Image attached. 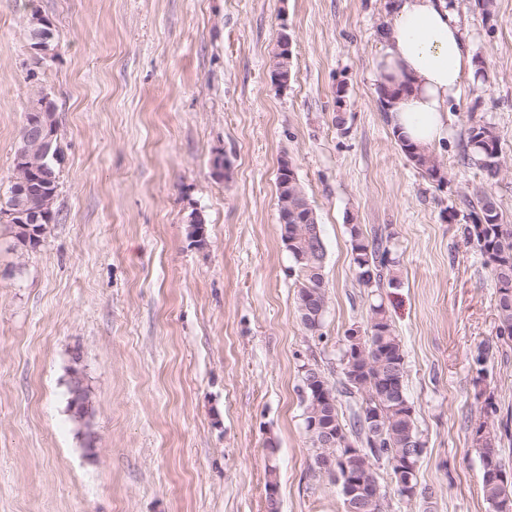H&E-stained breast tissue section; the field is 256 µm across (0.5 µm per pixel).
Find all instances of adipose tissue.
I'll use <instances>...</instances> for the list:
<instances>
[{"mask_svg": "<svg viewBox=\"0 0 512 512\" xmlns=\"http://www.w3.org/2000/svg\"><path fill=\"white\" fill-rule=\"evenodd\" d=\"M372 65L376 83L399 89L388 121L428 148L448 135V104L473 73L468 43L448 0H393Z\"/></svg>", "mask_w": 512, "mask_h": 512, "instance_id": "ef3b65f1", "label": "adipose tissue"}]
</instances>
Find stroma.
<instances>
[{"label": "stroma", "mask_w": 512, "mask_h": 512, "mask_svg": "<svg viewBox=\"0 0 512 512\" xmlns=\"http://www.w3.org/2000/svg\"><path fill=\"white\" fill-rule=\"evenodd\" d=\"M449 4L474 74L431 148L438 183L407 160L369 78L389 0H0V194L34 90L55 104L63 155L39 246L15 248L0 224V512H267L271 479L281 512H344L313 470L301 367L340 379L347 330L379 302L425 444L414 498L377 465L389 512H490L472 429L488 400L512 418V341L496 340L495 281L463 230L482 193L512 224V0ZM35 8L55 32L43 65ZM472 116L499 137L496 179L461 159ZM284 160L326 249L316 334L278 222ZM352 224L387 239L399 287L358 283ZM75 369L86 427L68 407Z\"/></svg>", "instance_id": "stroma-1"}]
</instances>
